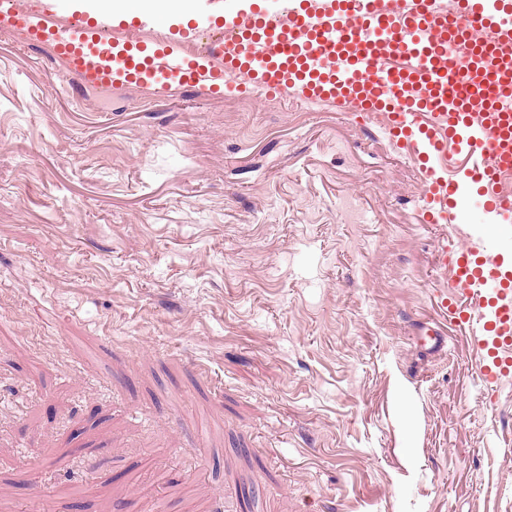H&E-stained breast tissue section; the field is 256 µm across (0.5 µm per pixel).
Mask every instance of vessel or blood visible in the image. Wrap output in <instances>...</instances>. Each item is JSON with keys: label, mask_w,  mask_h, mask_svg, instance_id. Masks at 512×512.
Returning a JSON list of instances; mask_svg holds the SVG:
<instances>
[{"label": "vessel or blood", "mask_w": 512, "mask_h": 512, "mask_svg": "<svg viewBox=\"0 0 512 512\" xmlns=\"http://www.w3.org/2000/svg\"><path fill=\"white\" fill-rule=\"evenodd\" d=\"M0 16L32 36L50 33L82 84L160 80L186 89L247 78L259 98L298 88L308 103L345 102L379 112L387 134L415 162L424 210L454 222L478 200L492 223L512 221V0H281L226 16L220 37L188 55L179 37L135 55L146 22L122 28L104 17L58 18L52 0L35 10L0 0ZM502 241L478 232L456 264L453 319L482 354V374L512 368V269L497 264Z\"/></svg>", "instance_id": "b4317fda"}]
</instances>
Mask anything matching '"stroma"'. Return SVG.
Masks as SVG:
<instances>
[{
	"label": "stroma",
	"instance_id": "35a3bbf8",
	"mask_svg": "<svg viewBox=\"0 0 512 512\" xmlns=\"http://www.w3.org/2000/svg\"><path fill=\"white\" fill-rule=\"evenodd\" d=\"M52 53L0 27V512H512V385L382 116Z\"/></svg>",
	"mask_w": 512,
	"mask_h": 512
}]
</instances>
